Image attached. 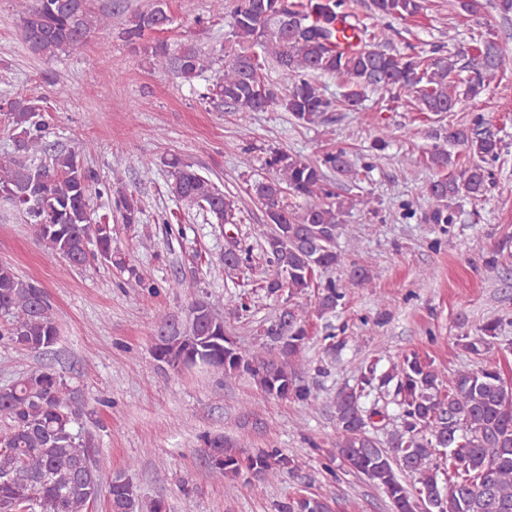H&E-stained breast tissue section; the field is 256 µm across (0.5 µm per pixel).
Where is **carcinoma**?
Wrapping results in <instances>:
<instances>
[{"label": "carcinoma", "instance_id": "1", "mask_svg": "<svg viewBox=\"0 0 512 512\" xmlns=\"http://www.w3.org/2000/svg\"><path fill=\"white\" fill-rule=\"evenodd\" d=\"M23 7L20 36L34 55L78 54L91 34H112V13L93 12L91 0H25ZM372 7L379 20L405 19L421 12L423 0H372ZM353 16L346 0H233L235 48L217 69L193 43L173 50L157 41L146 53L153 69L190 87L204 72L214 70L212 93L239 113L244 127L252 113L279 104L297 121L314 122L332 107L314 81L319 75L347 79L349 107L357 106L371 88L411 98L421 112L446 114L458 104L462 70L470 69L466 95L474 99L512 64L493 40L479 41L463 54H392L382 49L390 40L387 26L362 29L351 23ZM172 23L167 0H153L149 9L127 17L121 37L139 44L147 34L167 30ZM269 64L288 78L286 95H279L266 78ZM49 111L43 95L19 94L0 104V122L10 129L18 153L14 159L0 160V198L33 226L48 257L82 268L94 251L126 275L130 287L143 295L156 294L159 285L112 247L110 217H93L88 204L94 193L109 194L122 223L130 226L141 223V200L132 191L101 183L82 163L83 150L48 144ZM483 123L478 116L469 127L448 128V140L463 147L466 159L445 149L429 152L427 162L439 171L427 188L429 223L448 229L453 221L450 200L460 195L477 199L485 193L492 176L487 161L498 158L500 146L481 131ZM161 163L169 168L168 190L177 201L202 210L221 228L235 223L236 201L194 164L176 156ZM265 166L271 176L251 185L249 195L264 209L267 222L257 246L234 240L224 250V274L232 279L252 265L257 250L272 268L258 284L266 297L286 293L291 299L320 287L317 313L332 312L344 299V289L331 279L319 283L316 275L346 264V254L337 246L343 217L353 209H370L371 199L364 194L336 196L330 175L352 182L359 171L343 148L315 162L275 149ZM374 279L366 267L350 266L351 285L371 288ZM498 329V322L488 321L480 326L481 337L463 342L480 365L448 378L432 359L415 352L385 370L376 360L359 362L354 385L339 389L333 400L336 451L329 453L325 470L334 474L343 465L364 476L383 490L395 512H512V385L497 363L482 359ZM264 336L261 350L243 351L227 333L215 304L198 297L188 303L182 323H173L167 314L159 316L153 354L175 370L198 367L220 371L226 378H250L257 395L245 402L247 406L290 399L314 407L318 395L299 379L308 343L303 315L288 306L264 329ZM3 339L37 354L52 351L59 341L44 289L20 278L5 263L0 264ZM375 390L394 393L398 407L400 429L387 448L370 432L374 417L384 420L387 415L368 411L362 403ZM93 415L50 367L0 387V512H89L104 486L110 512H139L142 503L132 479L124 473L106 479L97 467V444L81 426L82 418ZM198 442L203 465L217 482L228 479L245 487L252 484L249 474L265 481L301 469L296 458L272 444L249 452L210 432L201 433ZM437 455L446 461L443 480L433 463ZM273 507L274 512H329L325 500L305 492Z\"/></svg>", "mask_w": 512, "mask_h": 512}]
</instances>
